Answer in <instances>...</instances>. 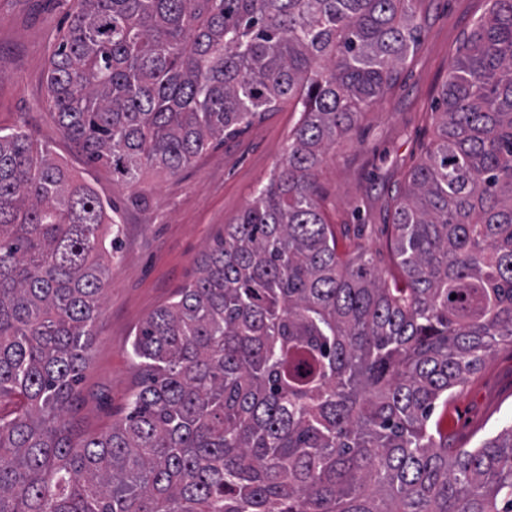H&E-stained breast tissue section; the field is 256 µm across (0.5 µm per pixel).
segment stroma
<instances>
[{"label": "stroma", "instance_id": "stroma-1", "mask_svg": "<svg viewBox=\"0 0 512 512\" xmlns=\"http://www.w3.org/2000/svg\"><path fill=\"white\" fill-rule=\"evenodd\" d=\"M76 5L0 0V127L25 126L63 168L120 206L121 249L109 272L81 395L69 416L75 435L85 438L123 416L139 380L128 353L136 328L195 278L214 238L266 185L299 115L285 106L262 114L179 174H148L145 202L130 203L128 189L111 170L88 166L48 102L50 58ZM487 8L488 0H417V49L397 82L319 167V194L340 249L367 252L388 279L401 277L391 248L396 200L435 139V110L450 63ZM445 425L454 448L475 447L512 425L511 345H500L458 389Z\"/></svg>", "mask_w": 512, "mask_h": 512}]
</instances>
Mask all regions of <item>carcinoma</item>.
<instances>
[{
  "label": "carcinoma",
  "mask_w": 512,
  "mask_h": 512,
  "mask_svg": "<svg viewBox=\"0 0 512 512\" xmlns=\"http://www.w3.org/2000/svg\"><path fill=\"white\" fill-rule=\"evenodd\" d=\"M78 2L48 91L131 201L285 102L301 118L136 329L125 416L82 439L117 207L0 128V512H512V425L451 448L433 417L512 344V0L459 50L397 202L401 288L338 252L317 171L415 50L416 0Z\"/></svg>",
  "instance_id": "obj_1"
}]
</instances>
